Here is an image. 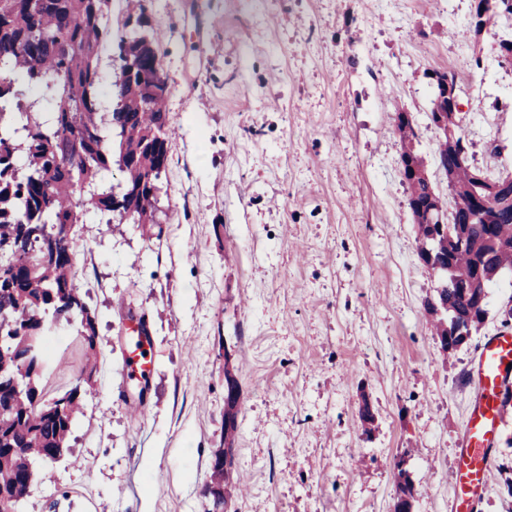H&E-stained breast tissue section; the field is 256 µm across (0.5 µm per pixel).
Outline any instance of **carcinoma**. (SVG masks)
Masks as SVG:
<instances>
[{
    "mask_svg": "<svg viewBox=\"0 0 512 512\" xmlns=\"http://www.w3.org/2000/svg\"><path fill=\"white\" fill-rule=\"evenodd\" d=\"M469 25L477 33L512 11L502 0H480ZM110 0H0V512H20L36 467L70 451L96 368V316L76 286L81 244L75 224L89 209L117 214L132 224L154 223L168 164L169 93L154 34L145 27L114 37L106 20ZM104 49L117 50L121 84H112V107L99 96ZM428 120L437 153L448 160L451 202L432 182L406 183L407 198L426 205L415 212L418 256L437 279L424 303L442 352L460 348L457 331L478 332L485 316L471 317L476 302L465 284L479 269L512 273V208L490 206L473 224H457L448 209L478 193L492 198L457 165L471 149L462 117L432 102ZM401 157L428 171L416 147L413 124H397ZM124 174L114 183L112 167ZM122 200L116 211L114 199ZM77 326L85 376L64 390L46 378L43 340L60 324ZM397 501L415 500V488L398 471Z\"/></svg>",
    "mask_w": 512,
    "mask_h": 512,
    "instance_id": "carcinoma-1",
    "label": "carcinoma"
}]
</instances>
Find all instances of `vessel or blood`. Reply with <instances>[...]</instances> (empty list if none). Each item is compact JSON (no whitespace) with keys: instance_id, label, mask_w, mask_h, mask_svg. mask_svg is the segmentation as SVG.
I'll return each instance as SVG.
<instances>
[{"instance_id":"1","label":"vessel or blood","mask_w":512,"mask_h":512,"mask_svg":"<svg viewBox=\"0 0 512 512\" xmlns=\"http://www.w3.org/2000/svg\"><path fill=\"white\" fill-rule=\"evenodd\" d=\"M126 361L132 377L141 378L150 372L152 355L146 336H132ZM473 374L479 394L467 419L462 447L450 475L452 512H474L481 492L490 481V450L503 416L500 398L505 380L512 377L511 333L495 334L482 344Z\"/></svg>"}]
</instances>
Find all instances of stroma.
I'll use <instances>...</instances> for the list:
<instances>
[{
    "mask_svg": "<svg viewBox=\"0 0 512 512\" xmlns=\"http://www.w3.org/2000/svg\"><path fill=\"white\" fill-rule=\"evenodd\" d=\"M174 134L158 238L87 212L77 285L96 311L94 388L71 451L22 512H205L224 438V361L241 385L234 512H392L396 460L415 512H451L449 473L477 399L466 378L501 328L512 276L471 343L443 354L423 304L396 113L433 162L428 78L451 71L471 164L512 172V66L469 28L473 0H145ZM499 157H490L489 145ZM154 352L146 399L123 366L130 316ZM66 388L75 327L43 346ZM376 418L359 420L362 402Z\"/></svg>",
    "mask_w": 512,
    "mask_h": 512,
    "instance_id": "1",
    "label": "stroma"
}]
</instances>
